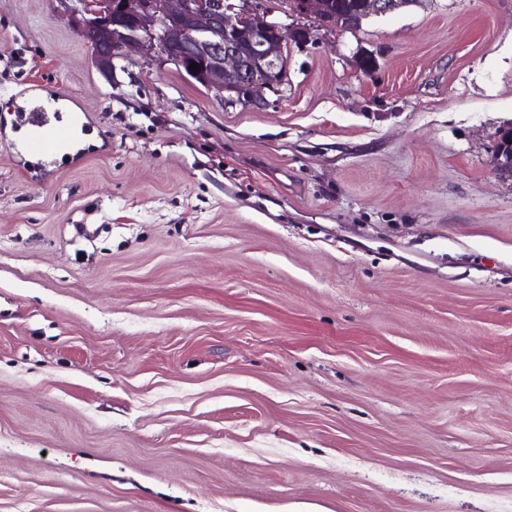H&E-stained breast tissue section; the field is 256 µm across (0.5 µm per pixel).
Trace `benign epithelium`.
Wrapping results in <instances>:
<instances>
[{
    "mask_svg": "<svg viewBox=\"0 0 512 512\" xmlns=\"http://www.w3.org/2000/svg\"><path fill=\"white\" fill-rule=\"evenodd\" d=\"M86 40L99 73L112 80V61L138 55L148 64H171L225 104L269 105L288 78L289 42L300 28L272 18L266 0H50ZM326 0H296L287 18H313ZM403 0H366L370 14L395 12ZM109 54L102 53L105 38ZM199 71H189L191 63ZM495 170L512 176V147L498 143Z\"/></svg>",
    "mask_w": 512,
    "mask_h": 512,
    "instance_id": "7a95c632",
    "label": "benign epithelium"
}]
</instances>
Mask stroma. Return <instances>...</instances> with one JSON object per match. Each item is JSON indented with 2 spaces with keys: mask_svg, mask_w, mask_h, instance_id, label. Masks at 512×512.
<instances>
[{
  "mask_svg": "<svg viewBox=\"0 0 512 512\" xmlns=\"http://www.w3.org/2000/svg\"><path fill=\"white\" fill-rule=\"evenodd\" d=\"M510 127L512 0L311 27L260 109L0 0V512H512ZM38 105L28 113L26 130L29 132L21 149L17 153L31 156H50L58 153L66 144L69 130L65 126L51 121L45 110V103Z\"/></svg>",
  "mask_w": 512,
  "mask_h": 512,
  "instance_id": "obj_1",
  "label": "stroma"
}]
</instances>
